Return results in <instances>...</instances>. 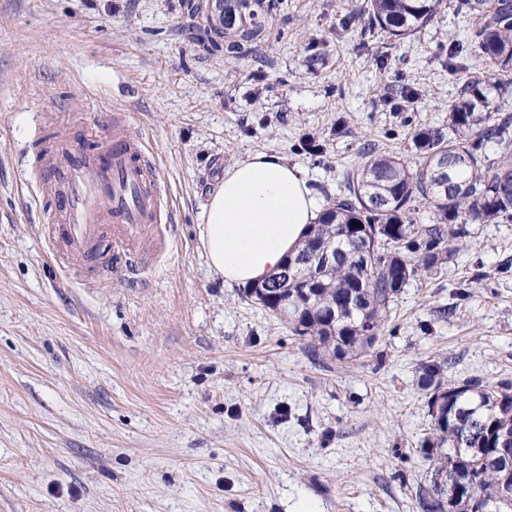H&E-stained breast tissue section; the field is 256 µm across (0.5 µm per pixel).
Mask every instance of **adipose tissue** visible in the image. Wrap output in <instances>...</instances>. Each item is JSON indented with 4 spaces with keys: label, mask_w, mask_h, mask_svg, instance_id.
I'll return each mask as SVG.
<instances>
[{
    "label": "adipose tissue",
    "mask_w": 512,
    "mask_h": 512,
    "mask_svg": "<svg viewBox=\"0 0 512 512\" xmlns=\"http://www.w3.org/2000/svg\"><path fill=\"white\" fill-rule=\"evenodd\" d=\"M306 173L274 151L224 167L211 181L198 242L225 283L251 286L279 271L318 218Z\"/></svg>",
    "instance_id": "adipose-tissue-1"
}]
</instances>
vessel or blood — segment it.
<instances>
[{
	"label": "vessel or blood",
	"instance_id": "obj_1",
	"mask_svg": "<svg viewBox=\"0 0 512 512\" xmlns=\"http://www.w3.org/2000/svg\"><path fill=\"white\" fill-rule=\"evenodd\" d=\"M39 172L53 200V255H78L95 265L125 257L139 269L137 247L160 249L155 235L166 214L158 175L142 139L115 121L109 141L97 147H74L67 136L38 156Z\"/></svg>",
	"mask_w": 512,
	"mask_h": 512
}]
</instances>
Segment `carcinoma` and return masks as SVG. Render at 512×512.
<instances>
[{
  "instance_id": "carcinoma-1",
  "label": "carcinoma",
  "mask_w": 512,
  "mask_h": 512,
  "mask_svg": "<svg viewBox=\"0 0 512 512\" xmlns=\"http://www.w3.org/2000/svg\"><path fill=\"white\" fill-rule=\"evenodd\" d=\"M262 0H224V12L208 25L198 16L203 0H183L189 39L211 54L241 60L268 39ZM439 0H363L342 27L361 21L393 41L427 25ZM459 11L476 20L467 46L450 50L449 60L478 58L501 73H512V0H459ZM506 145L495 157L485 142ZM420 163L411 168L397 155L365 148L346 171L344 191L312 224L284 271L261 283L263 307L277 313L288 300L286 319L306 340L311 355L344 360L367 354L378 342L383 313L411 280L437 275L456 252L453 244L471 235L475 224L512 221V115L491 110L479 82L467 83L448 111V129L425 127L411 137ZM423 205L432 223H417ZM359 226H353V223ZM436 360L419 367V383L438 401L432 436L420 452L432 466V485H441L443 503L419 486L421 512H448V504L478 502V512H512L502 496L512 492V384L496 387L478 379L448 383ZM450 464L442 466L444 459Z\"/></svg>"
}]
</instances>
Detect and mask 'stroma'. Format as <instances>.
I'll list each match as a JSON object with an SVG mask.
<instances>
[{"mask_svg":"<svg viewBox=\"0 0 512 512\" xmlns=\"http://www.w3.org/2000/svg\"><path fill=\"white\" fill-rule=\"evenodd\" d=\"M256 56L188 41L182 0H0V512H421L432 432L419 366L512 384V223L478 225L402 289L374 355L312 359L213 274L197 226L212 176L257 151L330 203L364 147L410 166L416 129L481 62L449 70L457 0L391 41L341 20L358 0H277ZM144 137L174 222L140 277L57 263L27 160L70 126Z\"/></svg>","mask_w":512,"mask_h":512,"instance_id":"obj_1","label":"stroma"}]
</instances>
